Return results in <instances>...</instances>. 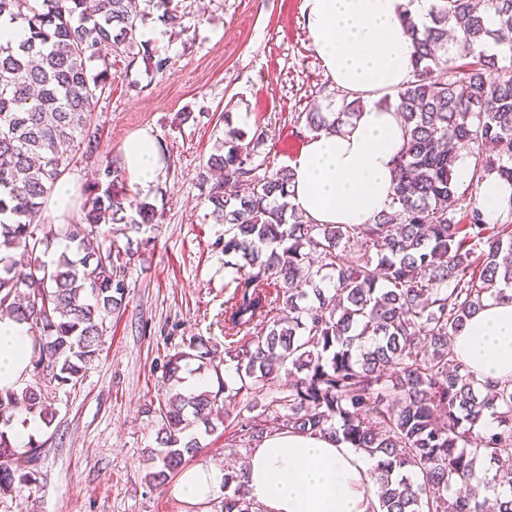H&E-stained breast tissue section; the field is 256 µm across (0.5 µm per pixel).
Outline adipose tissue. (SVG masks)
<instances>
[{
	"label": "adipose tissue",
	"instance_id": "ef3b65f1",
	"mask_svg": "<svg viewBox=\"0 0 512 512\" xmlns=\"http://www.w3.org/2000/svg\"><path fill=\"white\" fill-rule=\"evenodd\" d=\"M410 4L417 25L428 21L431 0H304L311 44L325 74L351 92H393L412 77L414 45L400 21ZM404 128L394 107L366 105L338 133L312 137L292 161L288 201L319 224H370L387 211ZM131 183L149 192L165 160L152 131L123 144ZM485 303L453 338L454 350L483 383L512 379V287ZM32 340L27 324L0 320V389H16L28 368ZM372 460L327 435L278 431L253 448L247 463L249 497L266 512H372ZM223 471L184 470L177 494L186 500L213 497Z\"/></svg>",
	"mask_w": 512,
	"mask_h": 512
}]
</instances>
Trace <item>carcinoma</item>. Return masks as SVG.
Wrapping results in <instances>:
<instances>
[{
    "instance_id": "obj_1",
    "label": "carcinoma",
    "mask_w": 512,
    "mask_h": 512,
    "mask_svg": "<svg viewBox=\"0 0 512 512\" xmlns=\"http://www.w3.org/2000/svg\"><path fill=\"white\" fill-rule=\"evenodd\" d=\"M172 18L173 0H0V19L19 30L0 37V249L30 257L16 270L0 253V312L28 323L31 363L47 358L50 380L77 384L100 351L106 319L124 300L129 261L110 245L112 225L153 224L156 206L127 193L125 172L98 164L84 186L80 222L33 224L43 198L78 161L97 158L96 100L109 87L107 52L135 38L150 9ZM419 27L412 79L394 103L406 142L394 167L390 210L372 224H316L288 202L294 173L255 163L266 130L227 125L199 171L219 179L207 201L225 224L224 254L235 284L224 307V361L234 375L216 392L170 389L152 410L158 447L148 482L162 486L225 423L219 406L245 398L231 441L254 448L269 421L298 434H331L374 461L373 512H485L489 469L512 475V380L476 379L451 347L484 302L512 284V223H489L477 199L462 204L456 148L472 150L470 184L496 174L512 181V48L487 51L512 33V0H437ZM494 18L497 29L486 26ZM468 63L458 66L456 59ZM361 100L306 113L314 135L352 123ZM492 144L498 158L483 155ZM63 239L81 257L41 255ZM210 355L201 338L167 363ZM294 376L280 390L281 372ZM284 405L288 413L277 414ZM46 425L42 390H0V493L30 489L33 470L11 469L15 410ZM491 415L495 425L485 423ZM223 512H258L241 469L224 472Z\"/></svg>"
}]
</instances>
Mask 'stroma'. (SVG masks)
Returning <instances> with one entry per match:
<instances>
[{"label":"stroma","instance_id":"1","mask_svg":"<svg viewBox=\"0 0 512 512\" xmlns=\"http://www.w3.org/2000/svg\"><path fill=\"white\" fill-rule=\"evenodd\" d=\"M178 18L150 15L129 52L110 55V82L94 112L101 128L98 160L120 162L124 140L149 129L166 166L149 200L156 223L112 233L132 252L128 288L119 312L106 322L101 351L77 385L39 383L55 412L51 425L35 422L17 445L20 467L38 472L36 488L0 494V512H221L224 496L201 502L178 497L173 484H148L147 451L156 445L150 405L168 387L166 363L191 337L209 343L213 366L186 367L216 390L224 363V301L230 269L224 226L204 199L198 172L224 137L226 124L263 127L258 161L275 170L290 164L310 138L305 114L340 102L315 53L303 0H174ZM161 29L162 39L147 40ZM150 44L167 57L164 71L139 54ZM197 122L180 123L183 112ZM228 434L205 437L194 465L228 468L248 450L229 446ZM37 458L26 455L28 444Z\"/></svg>","mask_w":512,"mask_h":512}]
</instances>
